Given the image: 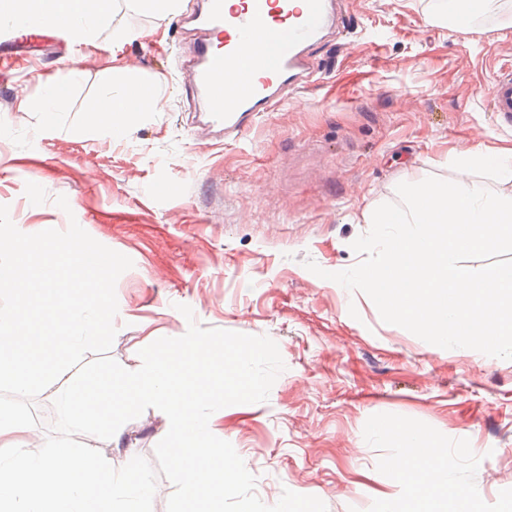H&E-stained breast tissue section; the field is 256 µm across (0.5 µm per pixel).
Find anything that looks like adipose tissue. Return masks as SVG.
<instances>
[{"instance_id":"obj_1","label":"adipose tissue","mask_w":512,"mask_h":512,"mask_svg":"<svg viewBox=\"0 0 512 512\" xmlns=\"http://www.w3.org/2000/svg\"><path fill=\"white\" fill-rule=\"evenodd\" d=\"M112 0H0V18L19 22H50L70 27L79 41H90L98 23L106 21ZM155 105L154 97L141 86L116 80L111 93L103 96L95 112L108 121L113 132L129 130L137 115ZM450 162L463 169L481 168L495 179L512 183V147H483L452 151ZM395 436L402 454L391 468L402 491L386 496L381 512H476V494H448L452 480L442 454L431 437L413 429L397 430Z\"/></svg>"}]
</instances>
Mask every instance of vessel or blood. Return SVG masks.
<instances>
[{"label":"vessel or blood","mask_w":512,"mask_h":512,"mask_svg":"<svg viewBox=\"0 0 512 512\" xmlns=\"http://www.w3.org/2000/svg\"><path fill=\"white\" fill-rule=\"evenodd\" d=\"M345 0H207L205 12H192L200 30L182 69L207 112L206 125L237 138L247 117L270 111L288 88L306 81L315 68L313 50L344 27ZM284 28L288 40L276 67L259 65L267 35ZM17 23L0 22V56L9 57L26 41ZM237 76L241 89L224 97V78ZM490 104L504 123H512V75L499 76L490 90Z\"/></svg>","instance_id":"1"}]
</instances>
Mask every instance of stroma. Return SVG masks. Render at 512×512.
<instances>
[{
	"instance_id": "35a3bbf8",
	"label": "stroma",
	"mask_w": 512,
	"mask_h": 512,
	"mask_svg": "<svg viewBox=\"0 0 512 512\" xmlns=\"http://www.w3.org/2000/svg\"><path fill=\"white\" fill-rule=\"evenodd\" d=\"M347 2L351 26L315 50L307 83L227 142L205 129L181 69L190 35L177 15L115 0L89 43L30 27L24 56L0 63V205L24 233L74 219L132 259L109 351L126 369L154 340L185 334L182 304L202 327L277 343L285 369L268 400L225 407L218 421L265 504L288 489L328 512H377L397 490L391 431L408 426L440 445L479 512H512V360L426 343L305 267L356 265L364 210L397 201L404 179H483L447 163L449 150L512 145L488 102L512 66V4L464 37L429 23L434 0ZM116 68L156 99L119 137L92 111ZM71 72L65 110L46 122L42 83ZM166 432L149 408L119 444L95 445L118 466L152 462Z\"/></svg>"
}]
</instances>
